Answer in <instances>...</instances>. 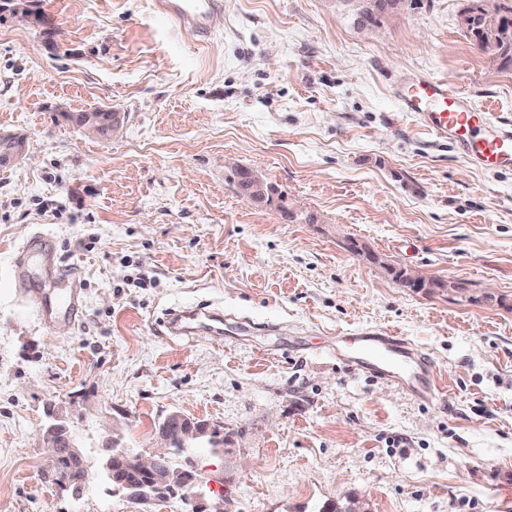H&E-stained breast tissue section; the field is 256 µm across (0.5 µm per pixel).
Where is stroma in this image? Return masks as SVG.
<instances>
[{
  "mask_svg": "<svg viewBox=\"0 0 512 512\" xmlns=\"http://www.w3.org/2000/svg\"><path fill=\"white\" fill-rule=\"evenodd\" d=\"M467 4L420 0L374 34L345 0H221L203 42L157 0H5L0 134L25 154L0 172V512H140L99 444L151 453L173 411L220 424L225 449H196L201 483L151 512H512V170L396 99L426 74L512 128V71L465 35ZM96 106L116 131L67 118ZM240 168L296 217L238 195ZM38 231L81 272L74 324H43L14 279ZM391 264L469 295L400 287ZM209 303L223 337L167 335V311ZM359 328L428 354L435 397L329 353ZM52 408L92 475L78 499L37 444ZM81 113L82 112L68 113L67 116L69 119L72 118L74 120V123L76 121V125H78L80 128L85 130L86 133H88V134L95 135L98 133V131L101 128V124L98 122V120L105 121L107 123V125H109L111 128L113 126V130L116 127L118 113L115 112L114 110L112 111V109H107V110H105V112H98V113L105 115L104 119H102L100 117H93L91 115H88L85 119H83L81 121V120H78V117H80Z\"/></svg>",
  "mask_w": 512,
  "mask_h": 512,
  "instance_id": "35a3bbf8",
  "label": "stroma"
}]
</instances>
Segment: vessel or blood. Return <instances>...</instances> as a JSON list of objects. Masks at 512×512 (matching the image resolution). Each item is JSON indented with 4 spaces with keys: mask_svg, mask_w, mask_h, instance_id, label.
Masks as SVG:
<instances>
[{
    "mask_svg": "<svg viewBox=\"0 0 512 512\" xmlns=\"http://www.w3.org/2000/svg\"><path fill=\"white\" fill-rule=\"evenodd\" d=\"M164 15L200 35H207L222 18L219 0H160ZM402 111L416 113L435 137L451 140L459 151L482 168H512V129L488 121L447 83L430 76L418 77L398 93ZM13 274L21 287L34 279L52 283L49 293L36 294L41 318L56 325L75 320L81 306L82 281L77 269L63 268L56 241L45 233L33 234L16 255ZM174 336L224 333V312L204 305L172 310L166 318ZM331 352L355 370L400 384L423 397L438 390L432 359L391 332L361 331L337 337Z\"/></svg>",
    "mask_w": 512,
    "mask_h": 512,
    "instance_id": "obj_1",
    "label": "vessel or blood"
}]
</instances>
